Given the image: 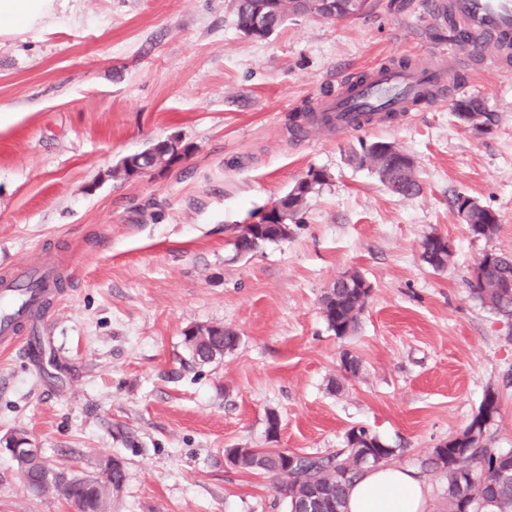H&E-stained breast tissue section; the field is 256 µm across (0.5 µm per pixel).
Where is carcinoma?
<instances>
[{"mask_svg": "<svg viewBox=\"0 0 512 512\" xmlns=\"http://www.w3.org/2000/svg\"><path fill=\"white\" fill-rule=\"evenodd\" d=\"M239 28L245 34L255 37V10L258 4L267 6L266 24L271 30L278 29L288 18L307 13L306 0H234ZM336 18L346 19L363 11L366 0H335ZM458 120L476 129L486 124L489 113L478 98L461 99L455 103ZM377 143L360 144V150L351 155V161L364 165L367 157L372 158L373 171L379 181L391 192L403 196H415L421 191L413 162H404L408 155L394 149L390 153L375 150ZM327 181L326 172L309 169L306 176L294 186L272 208L274 223L297 224L299 214L317 187ZM458 212L463 214L470 233L475 237L491 236L498 225L497 215L490 209L465 196H457ZM472 293L485 306L504 315H512V255L492 254L491 262L471 282ZM325 304L323 316L328 328L336 337L344 338L357 328L366 301L346 288L336 289V303L322 297ZM239 336L223 328L207 341L195 343L189 348L193 358L209 362L214 353L234 349ZM499 413L497 397L493 393L486 398L469 425L448 444L433 449L429 464L441 471L447 478L448 512H512V452L503 453L489 446L487 421ZM366 433V428L350 429L346 434L345 448L325 454L296 452L295 467L284 471L279 466L278 448H260L258 454L266 460V473L278 478L276 492L284 499L287 512H302L305 491L311 484L329 486L331 497L339 509L346 510L347 489L360 474L362 467L358 458L363 449L357 447L352 436ZM375 447L370 449L371 465L387 463L396 455L397 449L387 444L376 434H371ZM17 467L24 471L28 488L41 494L55 490L72 502L78 512H111L112 488L121 486L125 471L113 470L106 481L69 477L64 471L54 472V478H47L51 468L41 456H24L16 460Z\"/></svg>", "mask_w": 512, "mask_h": 512, "instance_id": "carcinoma-1", "label": "carcinoma"}]
</instances>
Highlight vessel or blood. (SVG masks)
<instances>
[{
    "label": "vessel or blood",
    "instance_id": "1",
    "mask_svg": "<svg viewBox=\"0 0 512 512\" xmlns=\"http://www.w3.org/2000/svg\"><path fill=\"white\" fill-rule=\"evenodd\" d=\"M433 15L452 16L468 42L476 43L479 60H504L512 56V0H434ZM461 87L438 60L409 68L380 64L369 81L352 94L337 92L335 99L318 109L335 116L337 132H351L355 112H375L380 106L400 113L411 109L417 95L432 92L437 98H455ZM59 272L48 262L25 264L0 276V348L12 349L23 343L19 325L29 315L44 311L47 301L58 293Z\"/></svg>",
    "mask_w": 512,
    "mask_h": 512
}]
</instances>
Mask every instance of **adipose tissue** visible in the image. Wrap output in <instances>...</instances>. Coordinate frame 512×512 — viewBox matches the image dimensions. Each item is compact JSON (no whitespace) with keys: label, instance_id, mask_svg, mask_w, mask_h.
Segmentation results:
<instances>
[{"label":"adipose tissue","instance_id":"1","mask_svg":"<svg viewBox=\"0 0 512 512\" xmlns=\"http://www.w3.org/2000/svg\"><path fill=\"white\" fill-rule=\"evenodd\" d=\"M54 0H0V35L37 25ZM428 489L417 470L393 463L365 469L350 485L348 512H425Z\"/></svg>","mask_w":512,"mask_h":512}]
</instances>
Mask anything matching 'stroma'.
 <instances>
[{"label":"stroma","mask_w":512,"mask_h":512,"mask_svg":"<svg viewBox=\"0 0 512 512\" xmlns=\"http://www.w3.org/2000/svg\"><path fill=\"white\" fill-rule=\"evenodd\" d=\"M427 2L368 0L358 17H293L255 39L232 0H56L38 26L0 37V268L46 257L64 283L21 328L54 360L0 352V439L19 435L80 477L122 458L112 512H286L276 478L225 466V449L323 453L355 426L420 470L428 512H448L445 475L423 463L490 391V443L512 451V316L471 291L484 254L512 253V74L468 75L466 95L492 116L483 132L450 101L342 135L290 130L341 79L450 49ZM169 138L189 147L177 163L116 173ZM377 140L414 159L419 194L350 162ZM311 168L328 179L290 237L237 254L234 226ZM460 195L497 214L496 234L472 236ZM430 234L449 243L444 270L420 257ZM348 272L372 293L339 339L321 298ZM207 324L239 342L200 365L184 333ZM346 351L358 376L344 375ZM0 512L77 510L31 493L2 452Z\"/></svg>","instance_id":"1"}]
</instances>
